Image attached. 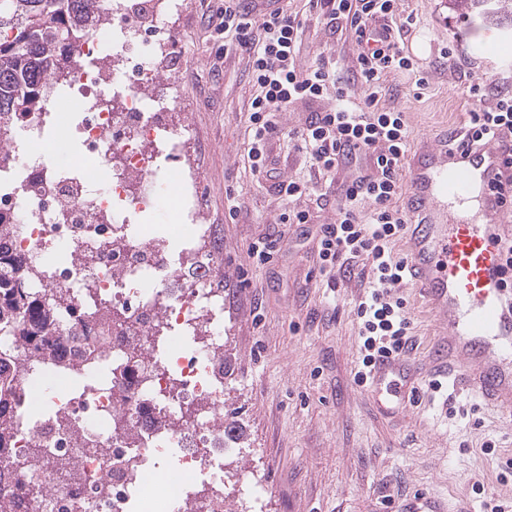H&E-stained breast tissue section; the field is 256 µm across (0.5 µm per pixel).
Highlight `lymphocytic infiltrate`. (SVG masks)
<instances>
[{"mask_svg": "<svg viewBox=\"0 0 512 512\" xmlns=\"http://www.w3.org/2000/svg\"><path fill=\"white\" fill-rule=\"evenodd\" d=\"M396 0H319L327 26L344 27L357 46L347 75L330 54L300 67L298 58L308 15L277 7L254 11L243 0H224L217 10L216 34L225 54L246 59L255 88L248 116L246 160L252 174L268 172L267 145L278 129V115L300 100L335 103L313 113L296 131V148L327 180L338 181L335 223L321 225L317 255L321 269L344 279L357 277L366 294L355 308L360 338L357 382L371 378L376 364L414 348L405 302L397 291L404 260L393 248L410 222L398 199L399 173L408 166L410 126L406 113L380 107L384 75L409 70L412 59L398 44L400 26L391 19ZM469 121L462 144H482L512 133V96L486 104L481 83H469ZM368 204L360 216V204Z\"/></svg>", "mask_w": 512, "mask_h": 512, "instance_id": "lymphocytic-infiltrate-1", "label": "lymphocytic infiltrate"}]
</instances>
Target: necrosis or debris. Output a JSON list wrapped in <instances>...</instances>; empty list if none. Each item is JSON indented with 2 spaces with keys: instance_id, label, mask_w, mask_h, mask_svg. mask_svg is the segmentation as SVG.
<instances>
[{
  "instance_id": "1",
  "label": "necrosis or debris",
  "mask_w": 512,
  "mask_h": 512,
  "mask_svg": "<svg viewBox=\"0 0 512 512\" xmlns=\"http://www.w3.org/2000/svg\"><path fill=\"white\" fill-rule=\"evenodd\" d=\"M77 56L69 89L83 112L65 122L50 109L0 117V210L13 217L5 246L29 288L95 309L81 325L59 312L52 334L62 348L43 357L0 334V377L15 400L0 493L28 484V512H224L239 487L224 474L232 442L215 424L224 406V293L215 287L223 241L198 221L201 161L160 174L157 158L180 157L187 128L173 124L174 103L161 98L152 110L144 93L157 61L184 57L159 17L126 0H114L111 20ZM52 136L78 142L80 163L46 164L41 148ZM166 201L184 218L175 258L165 240L128 222ZM157 317L169 332L164 346L130 362L127 336ZM75 366L108 378L62 393ZM36 399L54 405V417L34 418Z\"/></svg>"
}]
</instances>
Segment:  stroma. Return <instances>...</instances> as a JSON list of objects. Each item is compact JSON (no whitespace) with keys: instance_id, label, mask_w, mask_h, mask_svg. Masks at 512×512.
I'll return each mask as SVG.
<instances>
[{"instance_id":"35a3bbf8","label":"stroma","mask_w":512,"mask_h":512,"mask_svg":"<svg viewBox=\"0 0 512 512\" xmlns=\"http://www.w3.org/2000/svg\"><path fill=\"white\" fill-rule=\"evenodd\" d=\"M161 15L187 63L168 95L194 135L184 160L205 144L207 196L201 221L224 232L216 281L224 290V410L245 436L228 468L242 490L259 485L260 504L231 500L227 512H405L419 497L482 512L490 498L512 497V428L472 398L422 384L413 399L418 422L399 424L384 414L368 385L358 384L359 338L354 310L364 290L357 280H332L317 263L319 225L336 220V190L287 140H272L270 178L257 177L246 160L248 109L254 89L245 60L224 56L223 37H211L210 17L224 0H169ZM406 52L419 72L385 76L381 103L406 112L411 144L460 132L465 89L483 82L489 98L512 94V51L483 52L492 42L512 43V26L480 28L450 0H397ZM454 48L447 64L445 48ZM348 65L356 44L341 32L309 25L300 66L320 53ZM300 177L314 191L301 201L313 221L285 233L279 252L261 265L254 242L273 232L289 204L278 181ZM240 203L229 219L227 195ZM416 344L425 359L434 321L411 286L399 290ZM493 443L485 451L484 443Z\"/></svg>"}]
</instances>
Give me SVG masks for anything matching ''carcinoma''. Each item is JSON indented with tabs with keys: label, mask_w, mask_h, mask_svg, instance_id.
Returning <instances> with one entry per match:
<instances>
[{
	"label": "carcinoma",
	"mask_w": 512,
	"mask_h": 512,
	"mask_svg": "<svg viewBox=\"0 0 512 512\" xmlns=\"http://www.w3.org/2000/svg\"><path fill=\"white\" fill-rule=\"evenodd\" d=\"M108 0H0V113L42 112L49 95L64 90L76 48L91 30L107 23ZM464 15L486 26L512 21V0H451ZM62 301L45 300L24 286L17 261L0 250V332L14 336L36 356L54 346L48 326ZM8 386L0 387V452L7 445ZM30 489L20 485L0 500V512H24Z\"/></svg>",
	"instance_id": "1"
}]
</instances>
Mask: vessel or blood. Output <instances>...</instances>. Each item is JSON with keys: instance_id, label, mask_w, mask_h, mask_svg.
Returning a JSON list of instances; mask_svg holds the SVG:
<instances>
[{"instance_id": "1", "label": "vessel or blood", "mask_w": 512, "mask_h": 512, "mask_svg": "<svg viewBox=\"0 0 512 512\" xmlns=\"http://www.w3.org/2000/svg\"><path fill=\"white\" fill-rule=\"evenodd\" d=\"M511 151L506 134L454 150L425 140L409 158L410 208L420 219L408 226L405 265L438 339L427 361L378 365L373 385L395 398L400 418L423 379L441 377L452 393L477 398L512 424V291L502 271L512 225L497 193L512 177L504 165Z\"/></svg>"}]
</instances>
